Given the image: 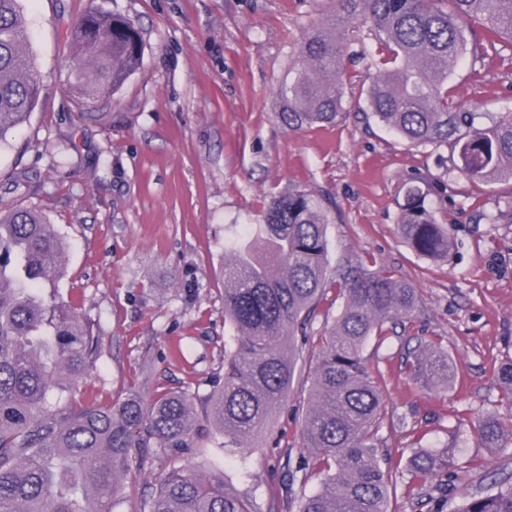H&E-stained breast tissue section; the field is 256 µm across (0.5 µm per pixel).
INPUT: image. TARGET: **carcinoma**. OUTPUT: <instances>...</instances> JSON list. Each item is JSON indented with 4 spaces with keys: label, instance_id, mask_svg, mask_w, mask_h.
I'll list each match as a JSON object with an SVG mask.
<instances>
[{
    "label": "carcinoma",
    "instance_id": "cac0c4a2",
    "mask_svg": "<svg viewBox=\"0 0 512 512\" xmlns=\"http://www.w3.org/2000/svg\"><path fill=\"white\" fill-rule=\"evenodd\" d=\"M370 23L386 51L361 89L370 114L410 147L448 149L449 168L474 186L512 181V113L466 112L452 98V68L472 57L483 78L488 58L512 52V0H336V15L309 31L300 63L278 87L280 120L290 128L336 125L343 112L346 43L341 28ZM70 89L77 107L109 99L137 69L142 38L126 18L89 7L70 33ZM39 95L22 0H0V146L23 125ZM401 237L417 254L446 260L447 225L436 221L424 191L408 182ZM67 243L29 207L0 203V512H112L130 474L131 449L185 456L217 432L225 448H247L267 427L295 378L289 345L333 289L344 299L321 338L304 417V447L324 473L298 512H388L389 471L375 435L383 420L380 380L362 356L416 306L415 289L351 256L328 271L326 220L312 196L294 188L272 198L257 232L231 246L224 263V317L238 333L224 348V380L211 395L210 424L195 420L187 393L147 401L136 389L110 403L81 404L77 379L101 356L102 336L70 302L43 294L66 277ZM408 375L430 389L448 386L453 363L429 341L406 357ZM494 381L512 392V358ZM483 448L512 443V417L485 413L471 422ZM458 448L410 457L416 482L463 478ZM140 512H260L232 493L224 472L204 465L173 469ZM460 512H512V484L473 494Z\"/></svg>",
    "mask_w": 512,
    "mask_h": 512
}]
</instances>
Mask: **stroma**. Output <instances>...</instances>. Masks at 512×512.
<instances>
[{
  "instance_id": "1",
  "label": "stroma",
  "mask_w": 512,
  "mask_h": 512,
  "mask_svg": "<svg viewBox=\"0 0 512 512\" xmlns=\"http://www.w3.org/2000/svg\"><path fill=\"white\" fill-rule=\"evenodd\" d=\"M93 5L132 20L143 42L118 92L87 104L106 113L100 124L77 119L68 82L70 31ZM24 8L40 93L28 122L0 146V196L21 172L40 174L13 200L44 212L65 237L67 276L56 290L104 336L100 359L75 385L77 400L113 401L132 387L149 400L184 391L204 414L233 342L225 251L261 224L271 197L297 187L322 204L329 260L349 254L387 268L418 295L410 319L363 351L384 372L376 446L396 474L389 512H458L478 487L512 483V446L481 447L469 426L486 412L512 417V394L492 378L512 356V187L476 191L449 169L447 148L408 146L359 114L360 86L383 55L370 24L345 28L361 55L344 77L346 118L292 130L277 116L278 86L336 0H24ZM468 72L461 65L451 80L457 105L512 112V58L494 60L478 81ZM413 177L449 227L448 261L417 255L399 234ZM342 303L329 292L306 335L296 336L291 390L246 459L213 442L190 456L221 461L228 488L262 512H297L320 486L318 469L296 480L289 472L310 454L302 419L318 341ZM428 340L441 341L456 367L441 391L413 382L402 365ZM451 441L469 478L449 483L439 508L432 487L411 482L405 465L415 450ZM173 464L161 449H133L143 479L118 494L113 512H138L151 480Z\"/></svg>"
}]
</instances>
